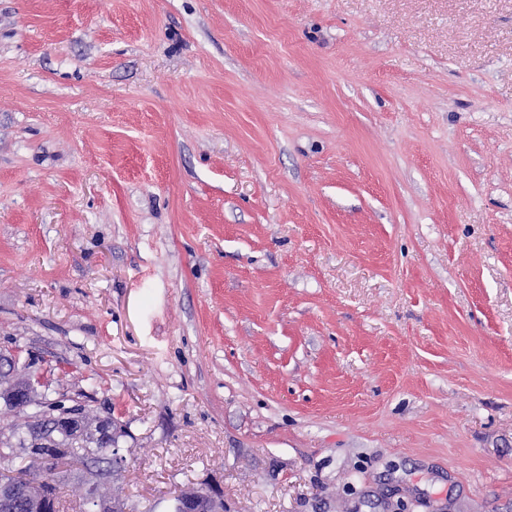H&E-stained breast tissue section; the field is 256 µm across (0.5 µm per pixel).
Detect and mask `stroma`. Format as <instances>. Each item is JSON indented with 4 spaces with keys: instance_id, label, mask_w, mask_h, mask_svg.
I'll return each instance as SVG.
<instances>
[{
    "instance_id": "1",
    "label": "stroma",
    "mask_w": 512,
    "mask_h": 512,
    "mask_svg": "<svg viewBox=\"0 0 512 512\" xmlns=\"http://www.w3.org/2000/svg\"><path fill=\"white\" fill-rule=\"evenodd\" d=\"M12 348L124 512H512V0H0ZM183 494V493H182ZM178 496L181 502L172 511L177 512H223L224 500L221 491L216 486L191 487L184 495ZM182 496V497H181Z\"/></svg>"
}]
</instances>
